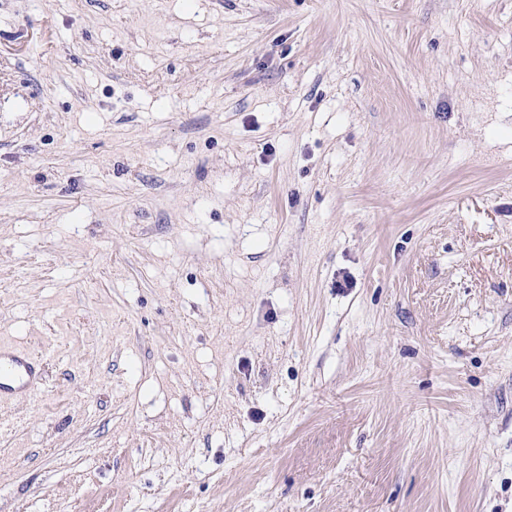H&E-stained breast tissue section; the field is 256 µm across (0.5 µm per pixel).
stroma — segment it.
<instances>
[{
  "label": "stroma",
  "mask_w": 512,
  "mask_h": 512,
  "mask_svg": "<svg viewBox=\"0 0 512 512\" xmlns=\"http://www.w3.org/2000/svg\"><path fill=\"white\" fill-rule=\"evenodd\" d=\"M0 512H512V0H0ZM41 357L0 342V399L29 396L42 380Z\"/></svg>",
  "instance_id": "35a3bbf8"
}]
</instances>
